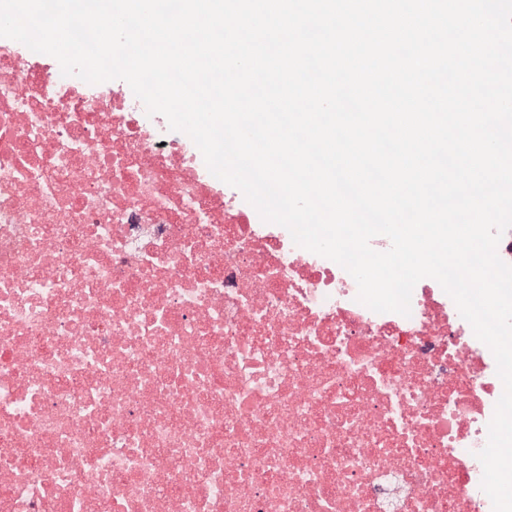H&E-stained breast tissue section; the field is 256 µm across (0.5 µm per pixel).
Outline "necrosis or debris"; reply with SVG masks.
Masks as SVG:
<instances>
[{"mask_svg":"<svg viewBox=\"0 0 512 512\" xmlns=\"http://www.w3.org/2000/svg\"><path fill=\"white\" fill-rule=\"evenodd\" d=\"M125 81L0 38V512H489L504 387L220 190Z\"/></svg>","mask_w":512,"mask_h":512,"instance_id":"1","label":"necrosis or debris"}]
</instances>
